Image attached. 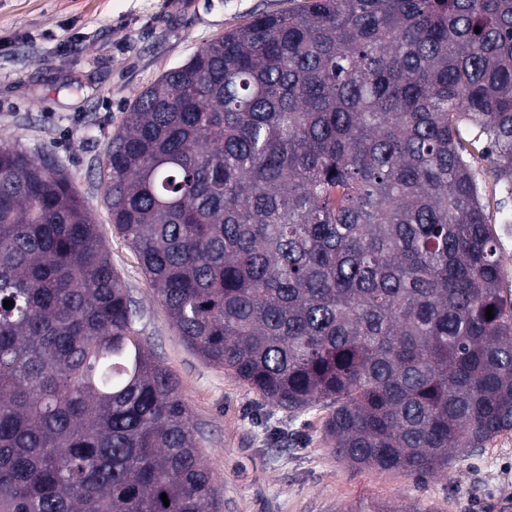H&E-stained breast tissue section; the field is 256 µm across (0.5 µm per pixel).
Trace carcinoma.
I'll return each instance as SVG.
<instances>
[{
	"instance_id": "cac0c4a2",
	"label": "carcinoma",
	"mask_w": 512,
	"mask_h": 512,
	"mask_svg": "<svg viewBox=\"0 0 512 512\" xmlns=\"http://www.w3.org/2000/svg\"><path fill=\"white\" fill-rule=\"evenodd\" d=\"M480 143L512 198V0H308L163 73L98 168L192 349L424 479L512 430ZM138 318L68 175L1 138L0 512H218Z\"/></svg>"
}]
</instances>
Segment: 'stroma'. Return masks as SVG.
Instances as JSON below:
<instances>
[{"mask_svg":"<svg viewBox=\"0 0 512 512\" xmlns=\"http://www.w3.org/2000/svg\"><path fill=\"white\" fill-rule=\"evenodd\" d=\"M305 0H0V137L67 172L108 244L140 312L148 348L172 374L197 431L223 512H344L398 502L418 512H505L512 503V431L447 472L417 481L357 469L324 439L327 409L297 418L272 410L242 382L207 364L172 326L136 253L113 227L98 178L110 135L135 96L199 47L261 13ZM482 203L502 248V286L512 289V200L492 181ZM288 430L278 447L267 421Z\"/></svg>","mask_w":512,"mask_h":512,"instance_id":"1","label":"stroma"}]
</instances>
